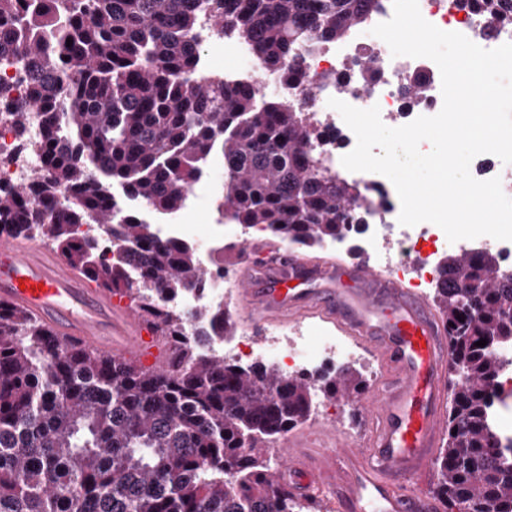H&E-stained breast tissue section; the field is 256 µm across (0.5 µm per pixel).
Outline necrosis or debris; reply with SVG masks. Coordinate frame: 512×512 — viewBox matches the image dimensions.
<instances>
[{
    "instance_id": "obj_1",
    "label": "necrosis or debris",
    "mask_w": 512,
    "mask_h": 512,
    "mask_svg": "<svg viewBox=\"0 0 512 512\" xmlns=\"http://www.w3.org/2000/svg\"><path fill=\"white\" fill-rule=\"evenodd\" d=\"M423 18L437 28L465 35L478 46L490 50L512 42V24L491 25L481 10L458 8L456 0H419ZM393 15V0H380L378 10L364 24L348 33L345 39L324 43L306 57L307 86L312 99H305L301 88L285 83L279 75L262 67L249 44L238 42L232 47L238 66L215 68L209 61H200L196 75L203 80H221L229 86H247L259 97L288 96L307 100L323 132L316 153L323 165L336 174H344L343 155L352 151L356 137L339 112L328 105L336 98L359 109L379 106L382 122L405 125L420 116H433L443 105L441 75L437 65L427 58L393 56L388 45L374 41L370 31ZM377 59L376 75L368 88L355 85L357 62L363 53ZM424 72L429 81L416 102H409L404 90L408 74ZM346 73L350 84H334L336 74ZM14 131L8 113L0 114V183L20 186L30 182L38 168L39 157L34 149L23 150L14 144ZM370 189L373 204L367 216L369 230L363 240V250L373 263L403 280L414 281L417 287L432 290L439 277V263L448 251H491L499 257L501 274L512 275V241L481 236L473 240L449 242L444 231L433 224L413 227L401 225L398 217L401 204L394 185L385 176L373 172L357 175ZM306 328L282 333L260 342L241 334L220 339L216 350L236 362L269 359L291 374L316 373L336 364L360 359V352L336 336L327 337L320 349L306 348Z\"/></svg>"
}]
</instances>
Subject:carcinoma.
<instances>
[{
    "instance_id": "carcinoma-1",
    "label": "carcinoma",
    "mask_w": 512,
    "mask_h": 512,
    "mask_svg": "<svg viewBox=\"0 0 512 512\" xmlns=\"http://www.w3.org/2000/svg\"><path fill=\"white\" fill-rule=\"evenodd\" d=\"M512 0H486L491 23ZM379 0H0V64L24 71L29 91L0 105L16 135L39 121L42 166L23 186H0V236L39 238L102 288L127 296L168 339L167 368L117 361L52 335L0 304V512H310L274 478L262 444L305 423L316 393L366 388L351 368L318 379L276 365L242 366L202 347L233 336L224 303L169 306L199 291L202 256L158 236L112 188L174 217L209 155L224 157V215L265 237L305 247L362 220L367 190L331 175L310 150L321 136L283 98L256 103L246 87L193 78L206 20L249 43L264 65L302 84L298 46L344 38ZM72 45H67V40ZM68 195H59L60 189ZM97 224L123 254L99 256L80 227ZM434 303L451 348L445 445L434 493L446 512H512V446L489 410L512 343V275L490 252L443 260ZM486 340L483 347L476 342Z\"/></svg>"
}]
</instances>
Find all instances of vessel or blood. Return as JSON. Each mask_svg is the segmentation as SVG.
<instances>
[{
    "instance_id": "vessel-or-blood-1",
    "label": "vessel or blood",
    "mask_w": 512,
    "mask_h": 512,
    "mask_svg": "<svg viewBox=\"0 0 512 512\" xmlns=\"http://www.w3.org/2000/svg\"><path fill=\"white\" fill-rule=\"evenodd\" d=\"M239 291L253 325L317 313L380 364L370 390L356 401L362 438L349 445L335 429H311L281 449L279 478L316 499L342 501L346 512H429L425 479L445 437L450 359L434 308L370 265L312 264L280 249L252 261ZM0 303L79 346L166 366L161 337L127 302L27 241L0 240Z\"/></svg>"
}]
</instances>
